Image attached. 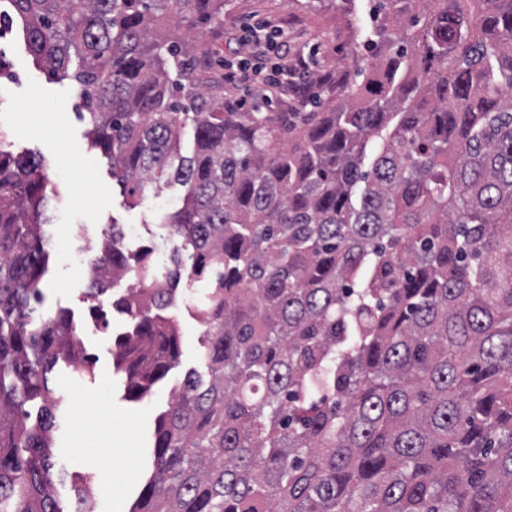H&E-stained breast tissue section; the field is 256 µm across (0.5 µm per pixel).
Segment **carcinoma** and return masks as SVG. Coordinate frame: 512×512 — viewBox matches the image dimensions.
Masks as SVG:
<instances>
[{"label": "carcinoma", "instance_id": "obj_1", "mask_svg": "<svg viewBox=\"0 0 512 512\" xmlns=\"http://www.w3.org/2000/svg\"><path fill=\"white\" fill-rule=\"evenodd\" d=\"M11 2L130 205L185 188L162 219L173 268L117 249L114 224L88 293L126 316L115 368L139 401L182 363L179 281L207 284L132 512H512V0H379L396 28L344 105L194 90L189 155L165 55L198 54L185 23L224 0ZM55 198L44 157L0 149V512H64L50 375L95 363L66 312L33 307Z\"/></svg>", "mask_w": 512, "mask_h": 512}]
</instances>
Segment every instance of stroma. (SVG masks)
I'll return each mask as SVG.
<instances>
[{"label": "stroma", "mask_w": 512, "mask_h": 512, "mask_svg": "<svg viewBox=\"0 0 512 512\" xmlns=\"http://www.w3.org/2000/svg\"><path fill=\"white\" fill-rule=\"evenodd\" d=\"M376 0H226L218 21L198 25L193 36L204 50L205 60L187 71L180 57L168 58L166 70L177 85L194 84L210 97L245 100L249 112H319L344 101V95L363 80L353 64L365 58L366 36L376 27ZM271 19L287 38L294 55L303 58L308 71L297 72L296 84L309 94L296 99L288 94L271 97L254 89L245 74L235 83L224 80V63L246 56L247 47L235 37L251 22ZM0 59L15 72L14 80L0 79V148L15 153L44 156L47 175L56 188L54 220L61 224H84L93 236L85 261H92L112 226L122 228L124 251L135 253L159 248L166 229L160 217L182 205L184 189L177 183L161 185L138 206H130L123 188L112 176L109 159L90 147L86 122L80 119L82 102L70 82L57 81L34 66L26 50L21 27H13L8 41H0ZM337 75L335 89L310 82L309 72ZM69 170L64 179L60 170ZM73 251L52 247L44 278V303L49 313L66 310L72 317L85 349L96 363L92 373H79L66 363L54 370V395L59 398L58 427L52 451L69 475L97 476L94 498L103 501L105 468L114 448L134 443L138 450L137 474L145 476L151 465L150 442L157 414L167 406L170 380L158 383L152 395L141 402L123 397V387L113 372L112 336L125 326L122 315L110 312L97 319L90 312L86 292L90 277L72 265ZM138 481L124 487L120 512H130L139 494Z\"/></svg>", "instance_id": "1"}]
</instances>
